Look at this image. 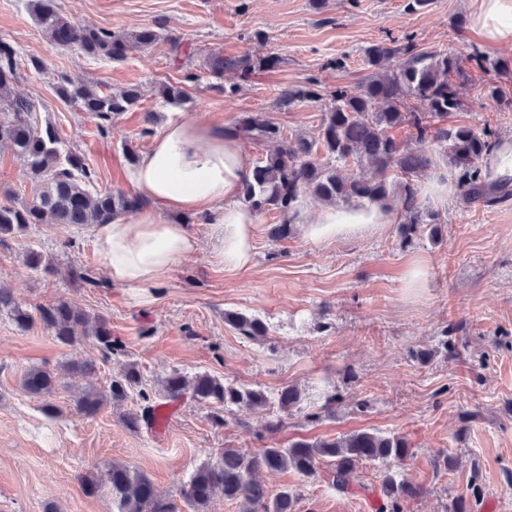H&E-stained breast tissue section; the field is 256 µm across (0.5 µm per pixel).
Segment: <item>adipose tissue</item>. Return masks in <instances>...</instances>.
I'll return each instance as SVG.
<instances>
[{"instance_id":"obj_1","label":"adipose tissue","mask_w":512,"mask_h":512,"mask_svg":"<svg viewBox=\"0 0 512 512\" xmlns=\"http://www.w3.org/2000/svg\"><path fill=\"white\" fill-rule=\"evenodd\" d=\"M472 25L490 46L512 47V0H479ZM252 173L237 138L223 127L196 119L169 121L153 137L128 174L130 188L142 202L131 218L117 217L93 228L94 244L113 283L151 288L198 249L194 233L162 219L170 212L206 218L224 267H246L252 259L256 216L241 199ZM298 196L285 214L302 224L308 207ZM395 211L381 207L352 211L322 207L316 223L302 224L307 239L320 242L366 224H395Z\"/></svg>"}]
</instances>
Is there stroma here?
I'll list each match as a JSON object with an SVG mask.
<instances>
[{
	"label": "stroma",
	"mask_w": 512,
	"mask_h": 512,
	"mask_svg": "<svg viewBox=\"0 0 512 512\" xmlns=\"http://www.w3.org/2000/svg\"><path fill=\"white\" fill-rule=\"evenodd\" d=\"M479 0H429L413 11L408 0H56L71 22L129 33L162 22L166 37L114 62L80 48L50 44L28 12V0H0V39L18 51L15 93L33 100L39 123L55 126L63 149L80 155L94 188L130 194L126 149L143 152L151 134L169 118L188 116L227 127L248 112H266L288 136H313L320 115L339 88L358 91L369 76L365 50L413 38L419 49L450 55L480 51L497 71L488 80L512 98V49L484 44L471 28ZM180 47L172 49L169 40ZM241 62L276 59L275 68L216 77L213 58ZM44 62V69L31 65ZM116 91L131 85L138 103L112 119L102 134L92 115L56 94L61 79ZM317 80L322 101L279 104L287 89ZM184 82L185 104L161 98L165 82ZM240 85L225 95L221 82ZM466 100L461 125L490 124L512 142V110L477 98L471 82L458 85ZM418 182L424 204L438 212L436 240L401 244L397 227L376 224L321 242L294 228L272 242L278 212L259 216L253 261L241 269L219 263L209 226L186 223L199 250L151 288L109 281L89 227L34 224L22 238L0 245V280L25 307L57 299L103 315L122 356L103 360L93 338L60 344L42 327L19 330L0 315V512H112V493L89 496L84 478H98L122 463L150 476L176 512H190L181 489L219 448L255 451L287 447L298 439L334 438L377 430L409 440L404 466L419 495L405 512H453L457 497L471 512H512V197L491 206L462 207L455 173L444 162ZM29 168L0 142V202L30 199ZM51 259L56 273L29 268L26 250ZM246 312L268 326L264 338L239 334L225 313ZM94 361L85 385L107 389L112 376L135 365L157 393L173 371L198 372L276 394L295 386L300 404L277 408L235 407L224 426L208 408L185 399L170 408L165 438L130 430L123 408L110 405L88 416L76 411L73 393L59 387L51 400L63 410L51 418L42 399L21 388L34 366L63 371L72 360ZM281 419L267 432L266 424ZM451 457L454 465L437 466ZM273 491L296 495L294 512H375L382 498L378 466L362 464L358 489L341 493L323 474L262 472Z\"/></svg>",
	"instance_id": "obj_1"
}]
</instances>
